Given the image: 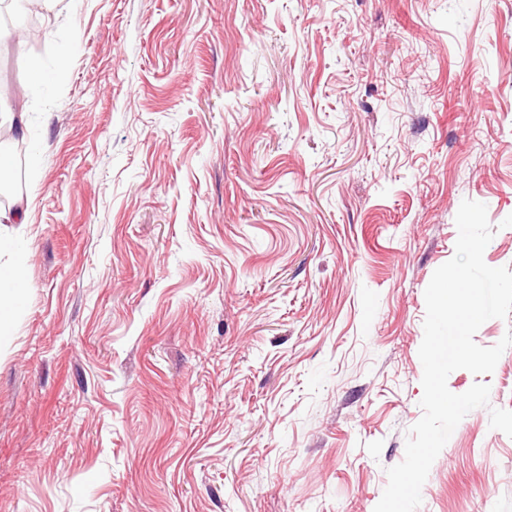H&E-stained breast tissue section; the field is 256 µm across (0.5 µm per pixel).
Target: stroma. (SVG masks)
Segmentation results:
<instances>
[{"mask_svg":"<svg viewBox=\"0 0 512 512\" xmlns=\"http://www.w3.org/2000/svg\"><path fill=\"white\" fill-rule=\"evenodd\" d=\"M26 113L0 512H374L463 200L512 270V0H57ZM45 79L33 81V71ZM453 371L449 390L479 380ZM417 512H512V348Z\"/></svg>","mask_w":512,"mask_h":512,"instance_id":"stroma-1","label":"stroma"}]
</instances>
